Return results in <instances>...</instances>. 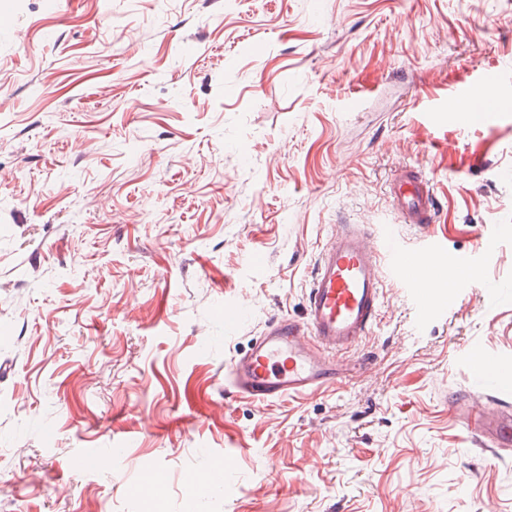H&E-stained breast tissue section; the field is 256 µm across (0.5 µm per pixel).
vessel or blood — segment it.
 Listing matches in <instances>:
<instances>
[{"instance_id":"obj_1","label":"vessel or blood","mask_w":512,"mask_h":512,"mask_svg":"<svg viewBox=\"0 0 512 512\" xmlns=\"http://www.w3.org/2000/svg\"><path fill=\"white\" fill-rule=\"evenodd\" d=\"M478 102V92L467 84L448 95L449 111L464 120ZM390 198L399 223H432L436 197L417 172L398 171L390 183ZM363 234L355 224L339 227L335 239L318 254L303 320H273L263 336L231 362L228 382L237 395L271 403L315 393L345 377L347 369L336 356L357 346L375 322L382 295L377 275L381 264H388L393 275L411 288L421 306L431 307L424 276L411 268L402 248L386 237L378 249H366ZM452 404L464 419L480 412L475 437L491 452L512 447L511 405L499 402L491 407L464 395Z\"/></svg>"}]
</instances>
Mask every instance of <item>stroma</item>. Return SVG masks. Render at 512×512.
Masks as SVG:
<instances>
[{"label": "stroma", "instance_id": "1", "mask_svg": "<svg viewBox=\"0 0 512 512\" xmlns=\"http://www.w3.org/2000/svg\"><path fill=\"white\" fill-rule=\"evenodd\" d=\"M0 21V512H512V451L451 405L512 403V0H0ZM486 71L492 113L460 122L448 93ZM405 166L434 223L397 222ZM341 224L436 249L433 310L383 278L342 383L241 398L232 359L303 318ZM459 259L474 276L445 286ZM224 302L249 311L232 336Z\"/></svg>", "mask_w": 512, "mask_h": 512}]
</instances>
